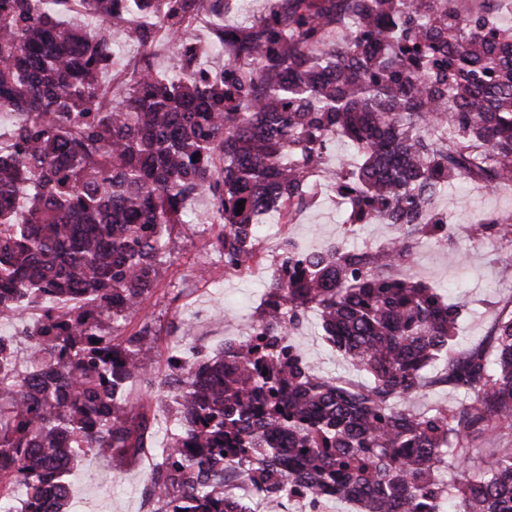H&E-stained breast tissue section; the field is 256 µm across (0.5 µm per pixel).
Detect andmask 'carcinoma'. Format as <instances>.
<instances>
[{
    "mask_svg": "<svg viewBox=\"0 0 512 512\" xmlns=\"http://www.w3.org/2000/svg\"><path fill=\"white\" fill-rule=\"evenodd\" d=\"M71 0H0V111L16 115L0 145V512H42L44 486L69 497L74 459L123 470L146 446V413L118 393L149 375L152 320L125 334L161 271L172 234L192 223L189 198L213 201L207 242L236 274L259 217L311 206L310 172L344 138L352 156L338 193L350 231L384 222L400 234L372 253L343 240L309 251L282 243L288 278L273 276L261 344L226 343L173 367L163 383L176 429L148 477L152 512H246L224 494V461L247 465L255 495L282 505L290 483L317 502L361 512H512V448L474 456L468 439L512 430V313L457 346L460 306L406 271L415 238H443L436 197L457 182L512 183V28L501 0L462 14L448 0H273L250 25L213 26L216 73L193 20L237 0H80L97 30L65 28ZM359 20L336 38L341 16ZM162 30L180 76L154 70ZM144 47L101 82L111 34ZM28 209L17 210L21 193ZM244 210L236 214L237 203ZM512 237L506 221L480 225ZM326 343L366 376L329 380L291 345L307 311ZM430 380L460 396L415 411L400 402ZM24 490L21 507L13 505Z\"/></svg>",
    "mask_w": 512,
    "mask_h": 512,
    "instance_id": "obj_1",
    "label": "carcinoma"
}]
</instances>
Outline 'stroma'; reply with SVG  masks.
I'll use <instances>...</instances> for the list:
<instances>
[{
	"label": "stroma",
	"instance_id": "1",
	"mask_svg": "<svg viewBox=\"0 0 512 512\" xmlns=\"http://www.w3.org/2000/svg\"><path fill=\"white\" fill-rule=\"evenodd\" d=\"M435 206L448 224V235L417 240L410 271L424 283L448 290L461 303L459 339L473 343L487 335L500 315L512 312V239L490 240L476 231L490 217H512V187L489 190L459 183L441 193ZM188 210L193 221L174 236L158 283L143 305L157 332L152 375L133 381L126 390L134 405L144 406L155 432L120 475L77 459L70 477L71 512H148L147 475L173 424L172 413L157 392L158 382L171 372V355L187 354L192 347L215 352L225 340L248 335L265 302L269 274H230L223 254L207 246L211 198L196 196ZM345 218L339 197L323 194L285 231L311 249L346 237L359 247L376 248L396 235L394 225L378 223L364 225L352 235ZM202 266L209 274L205 281L197 275ZM293 341L318 374L360 382L359 372L325 343L316 312L306 314Z\"/></svg>",
	"mask_w": 512,
	"mask_h": 512
}]
</instances>
